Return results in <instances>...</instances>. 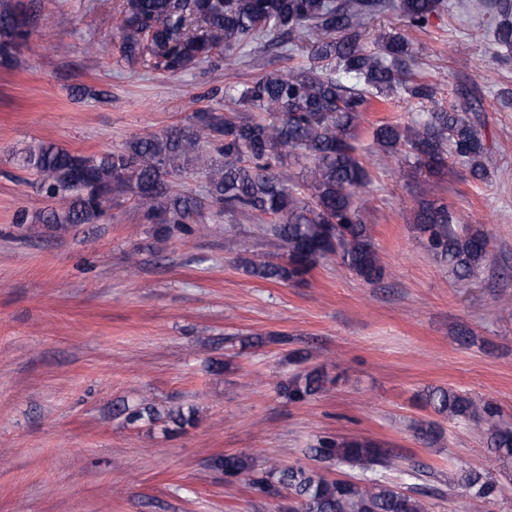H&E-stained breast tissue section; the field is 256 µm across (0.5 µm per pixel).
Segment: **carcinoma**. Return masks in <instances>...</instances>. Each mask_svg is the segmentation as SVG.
Segmentation results:
<instances>
[{"mask_svg":"<svg viewBox=\"0 0 512 512\" xmlns=\"http://www.w3.org/2000/svg\"><path fill=\"white\" fill-rule=\"evenodd\" d=\"M389 5L391 0H122L115 23L118 61L130 68L176 74L218 51L230 59L247 49L259 58L270 48L273 32L285 49L312 39V65L270 72L234 89L230 100L257 117L241 119L210 105L194 111L185 125L101 155L72 153L51 143L29 147L23 167L37 174L47 197L68 201L65 210H52L43 221L91 224L104 214L107 198L117 195L132 199L156 232L169 238L192 234V220L210 203L248 217L263 236L287 249L285 262L266 253L238 257L237 266L253 278L300 283L336 255L356 276L374 283L384 267L356 203L370 182L358 129L373 101L400 92L410 102L431 105L430 110L407 125L377 126L373 142L380 156H403L415 174L426 178L415 228L426 238L427 251L448 265L460 284L469 283L487 261L491 241L482 230L461 223L435 191L450 162L475 181L488 179L487 124L475 112L439 104L436 88L412 71L413 49L404 35L383 33L374 50L363 44L368 16ZM440 7L441 0L397 3L406 25L415 29L424 28ZM33 23L10 0H0L1 62L12 61ZM489 23L494 42L511 49L512 0H495ZM302 158L308 160L307 177L299 184L286 178L284 168ZM194 164L206 178L203 197L177 189V180ZM323 387V375L312 370L281 383L280 392L298 403ZM421 398L437 414L487 425L490 466L464 470L459 481L475 501L496 498L495 474L512 471V419L489 401L444 387L430 388ZM126 412L129 423L161 424L167 433L195 420L192 410L158 407L147 399ZM416 433L427 445L438 442L431 422H419ZM310 454L320 465L273 466L268 455L258 465L230 454L216 467L228 485L244 481L265 497L275 488L288 491L289 512H427L422 485L405 492L378 479L363 484L361 476L395 469L403 459L379 442L323 436ZM334 465L358 476L331 479L326 471Z\"/></svg>","mask_w":512,"mask_h":512,"instance_id":"1","label":"carcinoma"}]
</instances>
